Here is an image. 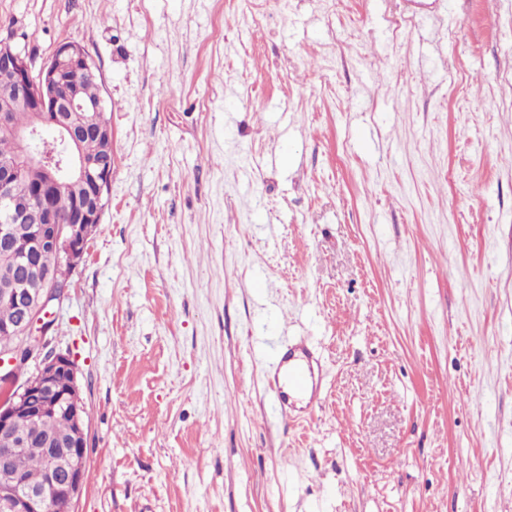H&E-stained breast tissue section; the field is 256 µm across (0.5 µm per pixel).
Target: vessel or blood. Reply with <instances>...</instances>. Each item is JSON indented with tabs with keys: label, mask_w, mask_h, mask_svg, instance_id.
Here are the masks:
<instances>
[{
	"label": "vessel or blood",
	"mask_w": 512,
	"mask_h": 512,
	"mask_svg": "<svg viewBox=\"0 0 512 512\" xmlns=\"http://www.w3.org/2000/svg\"><path fill=\"white\" fill-rule=\"evenodd\" d=\"M271 385L283 421H295L322 402L321 364L306 345L288 347L280 355Z\"/></svg>",
	"instance_id": "b4317fda"
}]
</instances>
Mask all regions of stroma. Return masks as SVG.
Listing matches in <instances>:
<instances>
[{
    "label": "stroma",
    "instance_id": "stroma-1",
    "mask_svg": "<svg viewBox=\"0 0 512 512\" xmlns=\"http://www.w3.org/2000/svg\"><path fill=\"white\" fill-rule=\"evenodd\" d=\"M0 40L79 44L111 119L53 309L74 512H512V0H0ZM271 385L284 423L302 418L301 413L310 414L322 403L323 374L320 361L304 344L288 346L280 354ZM304 402L303 406H297Z\"/></svg>",
    "mask_w": 512,
    "mask_h": 512
}]
</instances>
